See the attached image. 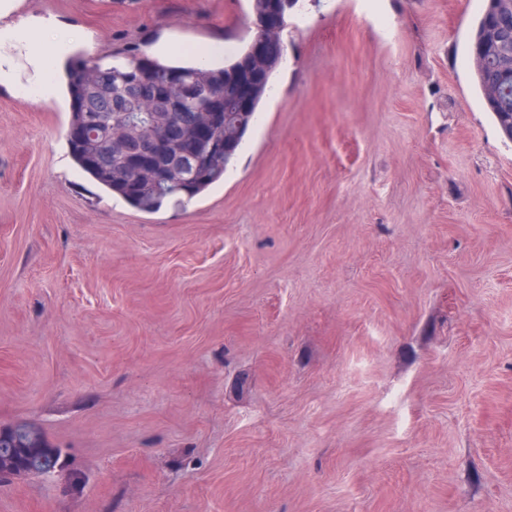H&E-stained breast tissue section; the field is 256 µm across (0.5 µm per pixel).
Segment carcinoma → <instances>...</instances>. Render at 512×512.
I'll return each mask as SVG.
<instances>
[{"label": "carcinoma", "mask_w": 512, "mask_h": 512, "mask_svg": "<svg viewBox=\"0 0 512 512\" xmlns=\"http://www.w3.org/2000/svg\"><path fill=\"white\" fill-rule=\"evenodd\" d=\"M252 23L255 25L253 38L241 48L228 51L224 66L173 65L155 58L142 56L132 59L123 69H106L94 59H86L67 73L66 87L71 100L70 123H81L88 119L100 120V114L111 111V107L122 108L128 101L129 80L138 79L142 97L138 110L144 114L155 110L151 97L153 88L163 83L168 74L176 72L191 84L210 92L224 91V126L215 132L216 139L230 140L232 152L189 169L182 176L174 177L158 190H141L134 186L132 176L120 163V158L109 157L98 163L91 159L90 149L85 146L69 145L70 154L82 172L94 179L104 189L121 196L134 208L143 212H154L162 202L172 198L181 205L191 200L224 178V172L238 155L248 129L256 119L258 108L267 97L272 76L285 58V53L258 56L255 41L268 28L279 29L284 36L287 29L288 10L298 0H249ZM512 11V0H485V6L475 28L473 42L485 41V61L474 70L477 86L483 102L501 133L512 141V69L504 66L503 58L512 62V26L503 25L496 33L487 28V18ZM96 73L108 97L94 92L88 82L90 73ZM499 84L498 96L488 95V86ZM204 97L188 98L182 110L172 116L173 122L190 124L188 117L200 111ZM61 449L51 444L42 432L32 424L18 422L12 431L0 439V466L33 469H48L58 464Z\"/></svg>", "instance_id": "obj_1"}]
</instances>
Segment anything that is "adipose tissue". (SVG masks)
<instances>
[{"instance_id":"1","label":"adipose tissue","mask_w":512,"mask_h":512,"mask_svg":"<svg viewBox=\"0 0 512 512\" xmlns=\"http://www.w3.org/2000/svg\"><path fill=\"white\" fill-rule=\"evenodd\" d=\"M83 35L50 19L9 25L0 39V85L47 100L58 91L67 59L86 48Z\"/></svg>"}]
</instances>
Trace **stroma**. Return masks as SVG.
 Wrapping results in <instances>:
<instances>
[{"label": "stroma", "mask_w": 512, "mask_h": 512, "mask_svg": "<svg viewBox=\"0 0 512 512\" xmlns=\"http://www.w3.org/2000/svg\"><path fill=\"white\" fill-rule=\"evenodd\" d=\"M483 0H299L223 181L136 210L0 90V512H512V141ZM93 58L238 45L248 0H22ZM485 6L475 28L472 47L478 41L484 40L485 61L475 52L472 58L477 86L481 92L483 102L501 133L512 141V69L505 67L502 59L509 58L512 67V26L502 25L493 35L487 28V18L496 13L512 11V0H484ZM499 84L498 97L488 95V86ZM510 122V132L507 130ZM8 428L11 431L0 439V479L7 466L48 469L58 464L62 448L51 444L34 425L18 422Z\"/></svg>", "instance_id": "1"}]
</instances>
